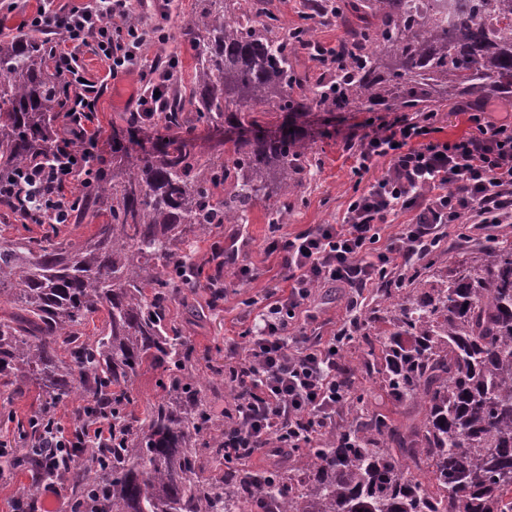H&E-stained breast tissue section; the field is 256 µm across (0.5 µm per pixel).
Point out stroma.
<instances>
[{"label":"stroma","mask_w":512,"mask_h":512,"mask_svg":"<svg viewBox=\"0 0 512 512\" xmlns=\"http://www.w3.org/2000/svg\"><path fill=\"white\" fill-rule=\"evenodd\" d=\"M129 3L131 15L141 23L161 21L171 29V39L147 43L143 53L155 61L180 57L183 66L177 87L181 93H189L194 76L193 61L180 32L191 18L194 0H129ZM79 59L88 77L101 84L95 125L102 138H111L113 129L123 127L135 110L129 96L137 85V78L131 75L118 81L106 80L108 65L90 47L82 49ZM367 118V113L355 111L337 113L331 120L320 112L312 114L309 133L318 165L301 190L302 204L293 210L287 224L281 225V234L292 235L315 224L342 222L356 181L354 157L346 148L345 139ZM487 234V229L473 224L469 227L468 238L464 239L458 237L456 228H449L448 241L438 259L440 270L454 271L460 260L469 256ZM271 236V226L264 216L263 207L259 206L250 214L248 223L225 225L217 237H200L188 245L199 261L209 257L217 240L224 246L234 247L238 253L236 267L224 272V299L220 306H211L209 292L203 288L188 299L173 302L171 306L170 318L175 326L197 351L210 353L209 359L200 360L197 365L201 380H213V369L223 364L226 347L233 343L246 346L247 339L242 332L249 319L248 300H262L268 288L283 283L280 255L268 253L265 249ZM242 266L251 268L252 278L239 276L238 269ZM347 295V289L332 285L316 288L303 306L302 315L311 319L313 326L330 327L344 318ZM42 403L43 397L34 385L13 400L8 399L6 393H0V437L8 439L15 436L17 421L39 413Z\"/></svg>","instance_id":"stroma-1"}]
</instances>
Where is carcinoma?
<instances>
[{"label": "carcinoma", "mask_w": 512, "mask_h": 512, "mask_svg": "<svg viewBox=\"0 0 512 512\" xmlns=\"http://www.w3.org/2000/svg\"><path fill=\"white\" fill-rule=\"evenodd\" d=\"M310 0L305 22L241 0H195L183 30L195 62L192 109L173 95L154 117L171 135L146 148L147 120L131 115L127 143L82 188L80 208L101 219L73 242L0 238V298L17 308L0 318V378L10 393L38 384L48 410L73 397L112 414V447L78 451L74 498L94 512H512V239L492 236L453 276L436 270L441 248L419 262L404 288L384 283L392 330L369 333L371 315L339 362L352 389L349 421L310 436L288 470L255 471L224 458L221 427L236 424L238 395L218 368L230 402L225 423L209 410L190 341L169 325L170 303L198 288L223 286L232 263L217 245L215 272L184 251L196 235L245 224L258 205L281 224L317 166L301 125L313 110L427 112L443 102L479 108L512 97V0L460 7L423 0ZM327 10L344 36L336 75H300V51L316 55L309 21ZM47 41L0 39V168L53 148L62 76L49 70ZM278 113L277 131L262 116ZM224 124L243 131L224 156L204 158L193 134ZM105 313L94 336L83 333ZM163 368V394L135 414L132 382L143 364ZM376 376L394 406L418 412L393 420L369 407ZM224 460L204 476L201 457Z\"/></svg>", "instance_id": "obj_1"}]
</instances>
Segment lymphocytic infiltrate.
Instances as JSON below:
<instances>
[{
  "label": "lymphocytic infiltrate",
  "instance_id": "1",
  "mask_svg": "<svg viewBox=\"0 0 512 512\" xmlns=\"http://www.w3.org/2000/svg\"><path fill=\"white\" fill-rule=\"evenodd\" d=\"M25 25L60 41L54 67L66 80L69 104L54 128L52 152L32 150L22 166L0 175V203L40 224H66L77 208L75 183L89 184L95 169L112 158L111 141L93 127L98 96L79 49L94 47L108 64L109 78L137 74V111H149L169 85L157 66L144 61L145 41L129 23L128 0H87L80 6L43 0ZM473 120L475 134L442 141L436 113L414 118L391 112L371 132L348 137L357 176L381 158L388 161L387 171L353 192L342 223L319 224L271 242V251L282 256L287 286L267 289L244 330L246 350L233 345L225 357L242 399V423L234 436L225 437V454L248 458L271 447L300 448L310 433L335 424L336 410L350 391L339 377L336 349L353 325L340 324L323 341L311 340L306 327H295L296 312L313 288H347V309L353 312L366 289L392 279L408 283L426 249L447 237L461 215L474 224L512 223V121L478 114ZM401 211L414 212L413 222L384 235L390 216ZM31 429L20 440H0V461L18 457L20 447L32 449L55 473L41 483L44 494L65 488L60 471L74 449L112 442V418L105 414L88 417L74 432L46 416L32 418Z\"/></svg>",
  "mask_w": 512,
  "mask_h": 512
}]
</instances>
